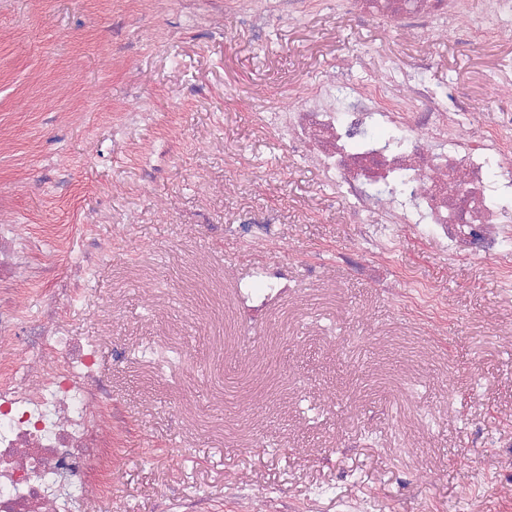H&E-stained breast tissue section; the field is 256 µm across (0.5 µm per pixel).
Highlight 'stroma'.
<instances>
[{
	"label": "stroma",
	"mask_w": 512,
	"mask_h": 512,
	"mask_svg": "<svg viewBox=\"0 0 512 512\" xmlns=\"http://www.w3.org/2000/svg\"><path fill=\"white\" fill-rule=\"evenodd\" d=\"M418 56L492 121L512 45L335 0H0V283L78 291L56 325L112 386L101 512H512V240L354 223L265 124Z\"/></svg>",
	"instance_id": "stroma-1"
}]
</instances>
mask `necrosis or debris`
Instances as JSON below:
<instances>
[{
    "label": "necrosis or debris",
    "instance_id": "obj_1",
    "mask_svg": "<svg viewBox=\"0 0 512 512\" xmlns=\"http://www.w3.org/2000/svg\"><path fill=\"white\" fill-rule=\"evenodd\" d=\"M364 23L396 25L427 42L446 27L461 43L512 44V0H338ZM423 60L386 68L369 83L323 81L278 130L335 185L358 224L466 229L476 253L512 236V86L497 96L490 128L461 129L458 92L436 95ZM73 289L56 288L30 315L14 289L0 291V512H87L111 496L112 392L93 343L57 335L54 319Z\"/></svg>",
    "mask_w": 512,
    "mask_h": 512
}]
</instances>
